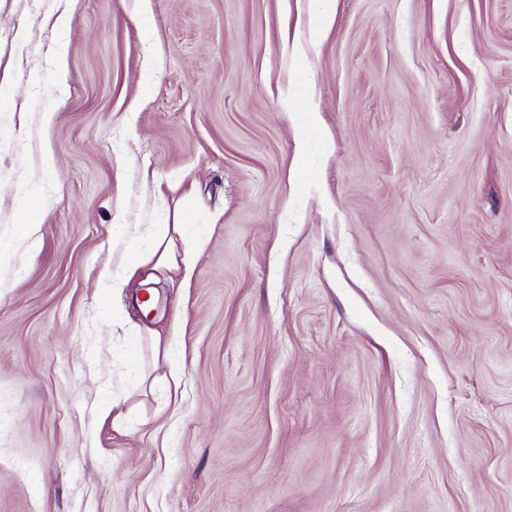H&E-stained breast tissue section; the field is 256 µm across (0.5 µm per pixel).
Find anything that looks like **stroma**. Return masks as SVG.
<instances>
[{
  "instance_id": "obj_1",
  "label": "stroma",
  "mask_w": 512,
  "mask_h": 512,
  "mask_svg": "<svg viewBox=\"0 0 512 512\" xmlns=\"http://www.w3.org/2000/svg\"><path fill=\"white\" fill-rule=\"evenodd\" d=\"M29 207L0 512H512V0L317 41L304 0H0V241ZM120 224L203 231L158 317L100 293ZM41 211L36 208L26 210L18 221L17 239L14 242L0 245V254L8 252L13 246L27 245L33 247L38 241L41 227Z\"/></svg>"
}]
</instances>
